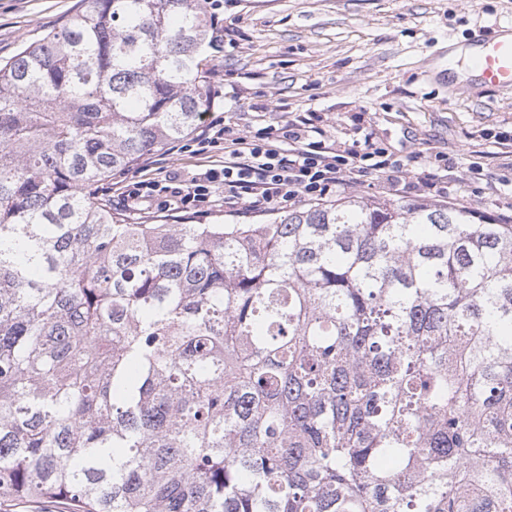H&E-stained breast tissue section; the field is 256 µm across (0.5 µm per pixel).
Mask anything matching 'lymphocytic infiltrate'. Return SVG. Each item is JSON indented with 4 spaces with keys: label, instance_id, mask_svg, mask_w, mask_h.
Instances as JSON below:
<instances>
[{
    "label": "lymphocytic infiltrate",
    "instance_id": "f902f5d3",
    "mask_svg": "<svg viewBox=\"0 0 512 512\" xmlns=\"http://www.w3.org/2000/svg\"><path fill=\"white\" fill-rule=\"evenodd\" d=\"M217 143L224 146L222 168L205 170L182 187L167 178L137 183L125 193L127 207L163 197L180 211H196L220 188L225 205L265 212L304 200L323 201L333 189L372 174L383 176L392 190L404 178L400 161L372 133L350 145L329 144L306 117L252 135L213 125L198 137L202 147Z\"/></svg>",
    "mask_w": 512,
    "mask_h": 512
}]
</instances>
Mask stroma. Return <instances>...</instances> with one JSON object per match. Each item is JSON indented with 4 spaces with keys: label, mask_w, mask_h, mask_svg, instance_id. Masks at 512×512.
<instances>
[{
    "label": "stroma",
    "mask_w": 512,
    "mask_h": 512,
    "mask_svg": "<svg viewBox=\"0 0 512 512\" xmlns=\"http://www.w3.org/2000/svg\"><path fill=\"white\" fill-rule=\"evenodd\" d=\"M83 0H0V62L61 27ZM221 41L209 61L210 111L241 131L317 113L331 140L357 130L392 145L406 175L415 154L446 153L449 198L467 199L490 220L512 212V90L449 74L448 53L492 38L512 20V0H223L211 12ZM508 135L500 143V135ZM223 147L172 144L141 159L103 188L113 211L134 224L182 212L156 202L126 209L122 194L166 175L187 180L222 167ZM479 167L480 177L470 175Z\"/></svg>",
    "instance_id": "obj_1"
}]
</instances>
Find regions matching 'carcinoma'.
<instances>
[{
  "instance_id": "obj_1",
  "label": "carcinoma",
  "mask_w": 512,
  "mask_h": 512,
  "mask_svg": "<svg viewBox=\"0 0 512 512\" xmlns=\"http://www.w3.org/2000/svg\"><path fill=\"white\" fill-rule=\"evenodd\" d=\"M203 2L85 0L0 66V500L512 512V224L112 211L213 104Z\"/></svg>"
}]
</instances>
